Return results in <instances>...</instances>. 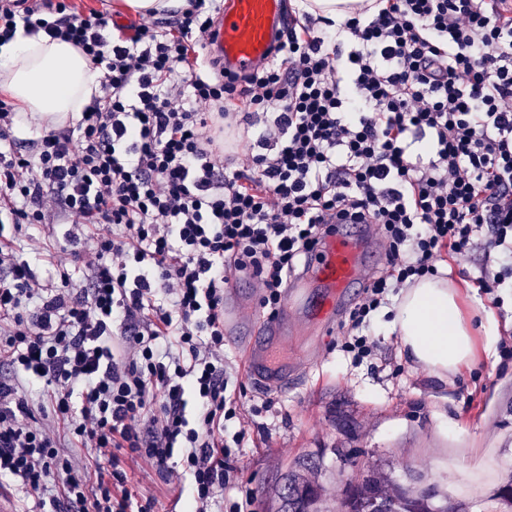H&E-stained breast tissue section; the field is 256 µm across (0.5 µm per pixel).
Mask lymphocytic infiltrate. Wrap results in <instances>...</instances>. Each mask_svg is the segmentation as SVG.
<instances>
[{"mask_svg":"<svg viewBox=\"0 0 512 512\" xmlns=\"http://www.w3.org/2000/svg\"><path fill=\"white\" fill-rule=\"evenodd\" d=\"M216 11L184 0L116 39L72 0H0L1 45L43 34L100 71L73 122L28 142L0 94V223L15 230L0 234V480L55 512H153L128 457L188 476L189 512L220 507L248 437L224 290L255 280L275 319L336 225H374L385 247L344 321L357 362L389 292L438 262L484 246L500 268L480 288L512 279V0H371L338 25L305 12L243 76L205 58ZM241 124L253 137L229 171L215 156ZM29 224L69 225L68 246L46 254ZM44 259L57 282L35 272ZM67 442L108 471L89 478Z\"/></svg>","mask_w":512,"mask_h":512,"instance_id":"f902f5d3","label":"lymphocytic infiltrate"}]
</instances>
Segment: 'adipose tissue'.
I'll use <instances>...</instances> for the list:
<instances>
[{
    "label": "adipose tissue",
    "instance_id": "ef3b65f1",
    "mask_svg": "<svg viewBox=\"0 0 512 512\" xmlns=\"http://www.w3.org/2000/svg\"><path fill=\"white\" fill-rule=\"evenodd\" d=\"M0 89L19 112L62 125L97 94L99 71L70 43L20 32L0 45ZM458 296L448 279L422 278L403 291L389 324L407 357L441 380L477 360Z\"/></svg>",
    "mask_w": 512,
    "mask_h": 512
}]
</instances>
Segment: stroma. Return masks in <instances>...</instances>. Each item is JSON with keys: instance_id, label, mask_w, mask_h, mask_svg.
Instances as JSON below:
<instances>
[{"instance_id": "35a3bbf8", "label": "stroma", "mask_w": 512, "mask_h": 512, "mask_svg": "<svg viewBox=\"0 0 512 512\" xmlns=\"http://www.w3.org/2000/svg\"><path fill=\"white\" fill-rule=\"evenodd\" d=\"M482 251L439 263L460 287V307L471 318L480 357L477 366L441 381L407 360L387 324L391 307L374 319V355L352 364L339 351L337 325L310 321L293 305L288 329L270 340L260 291L251 280L235 281L224 295L240 326L225 328L227 361L246 363L252 348L275 349L287 362L286 378L269 392L245 381L242 417L249 438L233 461L225 501L251 499L255 512H277L289 479L316 484L323 512H341L348 483L367 472L403 479L406 467L423 471L444 490H455L468 512H481L497 489L512 480V360L500 357V343L512 336V290L494 307L474 280ZM495 335H487V325ZM270 400L268 412L252 406ZM129 489L153 499L154 512H186L179 482L153 468L127 461Z\"/></svg>"}]
</instances>
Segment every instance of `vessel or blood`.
I'll list each match as a JSON object with an SVG mask.
<instances>
[{"label":"vessel or blood","instance_id":"vessel-or-blood-1","mask_svg":"<svg viewBox=\"0 0 512 512\" xmlns=\"http://www.w3.org/2000/svg\"><path fill=\"white\" fill-rule=\"evenodd\" d=\"M287 23L284 0H226L215 24L211 54L231 73H249L269 59L275 36ZM365 249L362 238L339 232L319 245L311 268L320 286L312 305L316 320L327 323L335 318L347 288L361 276ZM247 367L260 389H272L281 382L268 358L250 354Z\"/></svg>","mask_w":512,"mask_h":512}]
</instances>
